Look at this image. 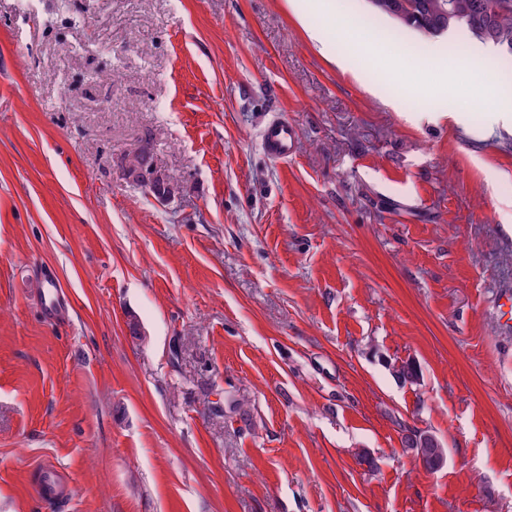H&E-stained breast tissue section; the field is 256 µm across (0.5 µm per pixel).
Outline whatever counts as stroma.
Here are the masks:
<instances>
[{
	"label": "stroma",
	"mask_w": 512,
	"mask_h": 512,
	"mask_svg": "<svg viewBox=\"0 0 512 512\" xmlns=\"http://www.w3.org/2000/svg\"><path fill=\"white\" fill-rule=\"evenodd\" d=\"M333 7L373 58L310 0H0V512L47 462L57 512H512V71ZM295 141V131L284 119L269 122L261 136L264 151L278 160L288 158L295 147ZM38 299L41 311L49 319H62L68 308L63 285L52 270L41 271L38 278Z\"/></svg>",
	"instance_id": "obj_1"
}]
</instances>
